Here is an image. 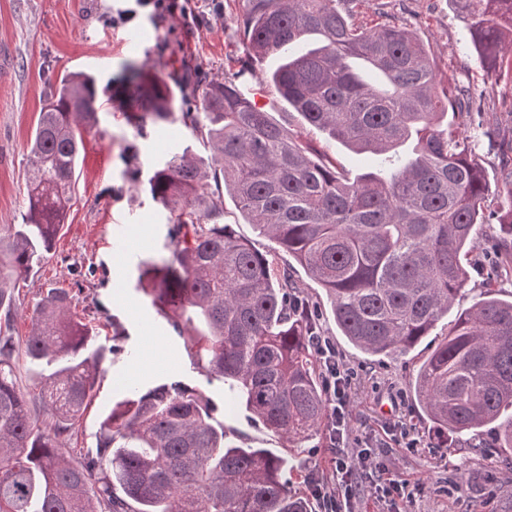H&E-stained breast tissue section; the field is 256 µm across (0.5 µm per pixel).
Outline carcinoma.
<instances>
[{"mask_svg":"<svg viewBox=\"0 0 512 512\" xmlns=\"http://www.w3.org/2000/svg\"><path fill=\"white\" fill-rule=\"evenodd\" d=\"M344 0H247L248 60L228 81L199 70L167 79L132 63L118 84L88 73L49 87L26 154L27 207L0 225V512H308L292 490L288 456L228 439L211 401L179 382L146 392L135 381L104 416L95 446L75 462L68 437L92 402L103 351L63 288L48 291L13 336L16 279L48 254L66 223L84 134L106 96L135 140L180 122L209 156L169 155L141 181L168 212L172 253L139 278L182 336L193 364L229 383L236 402L273 433L300 444L328 418L310 337L319 313L285 251L330 300L336 327L360 352L413 349L448 316L466 282V257L484 245L485 175L470 142L444 125L471 108L448 99L418 35L387 19L371 28ZM471 19L483 63L512 69V0H455ZM283 58L267 81L311 127L358 154L381 157L350 182L314 148L275 124L246 92V75ZM179 93L200 112H176ZM501 235L490 281H512V168L502 175ZM274 247L262 253L224 223V192ZM34 388L16 384L19 357ZM415 391L438 431L475 436L495 425L512 448V300L487 295L460 313L420 367ZM45 405L47 419L38 406Z\"/></svg>","mask_w":512,"mask_h":512,"instance_id":"obj_1","label":"carcinoma"}]
</instances>
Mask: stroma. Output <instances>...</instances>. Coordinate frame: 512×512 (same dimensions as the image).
I'll return each instance as SVG.
<instances>
[{
  "mask_svg": "<svg viewBox=\"0 0 512 512\" xmlns=\"http://www.w3.org/2000/svg\"><path fill=\"white\" fill-rule=\"evenodd\" d=\"M223 4V19L204 11L200 25L188 33L175 18H154L136 8L134 0H0V44L13 51L11 69L0 74V224L22 221L26 149L50 82L75 71L94 73L104 81L116 79L130 60L163 76L195 68L215 80L231 78L246 56L242 17L248 5L246 0ZM126 8L137 11L130 22L106 25L105 15ZM387 17L416 32L428 46L450 98L466 88L474 95L479 113L452 116L448 123L469 139L486 171L485 213L497 212L504 203L501 170L512 163V78L484 68L453 0H363L355 8L356 22L368 27ZM249 87L275 123L311 142L349 178L373 170L372 157L355 154L305 124L262 75L251 79ZM99 120V133L84 137L75 197L53 252L17 283V336H27L28 315L49 289L68 288L106 353L95 396L68 442V455L79 458L81 450L94 446L125 378H134L145 391L179 382L211 399L217 418L237 444L290 454L294 486L307 491L310 476H327L337 454L326 429L286 451L285 441L252 422L244 406L228 403L223 381L192 364L184 338L140 291V263L169 253L167 213L127 176L121 147L130 132L119 112L102 106ZM171 128L173 139L155 130L140 140L143 167L186 148L206 156L201 141L180 123ZM489 261L483 255L470 267L451 311L430 336L410 352L384 357L355 350L338 332L323 290L301 266L293 268L295 279L324 310L323 336L352 375L353 435L388 474L408 479L413 496L405 505L407 512H512V449L496 447L495 431L486 429L479 436L485 452L463 448L458 439L453 451H445L414 393L419 368L445 340L454 318L489 291Z\"/></svg>",
  "mask_w": 512,
  "mask_h": 512,
  "instance_id": "35a3bbf8",
  "label": "stroma"
}]
</instances>
